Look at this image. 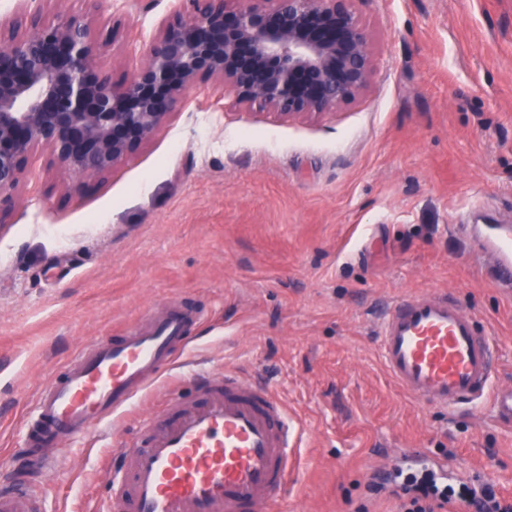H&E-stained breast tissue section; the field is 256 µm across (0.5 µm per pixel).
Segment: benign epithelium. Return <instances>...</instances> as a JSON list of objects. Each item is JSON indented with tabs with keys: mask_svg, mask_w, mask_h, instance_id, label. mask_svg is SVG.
Listing matches in <instances>:
<instances>
[{
	"mask_svg": "<svg viewBox=\"0 0 512 512\" xmlns=\"http://www.w3.org/2000/svg\"><path fill=\"white\" fill-rule=\"evenodd\" d=\"M36 2L0 23V219L34 147L72 177L66 194L79 193L135 155L199 81L289 118L337 110L374 75L352 0H179L148 61L120 83L100 74L88 17L46 23Z\"/></svg>",
	"mask_w": 512,
	"mask_h": 512,
	"instance_id": "1",
	"label": "benign epithelium"
}]
</instances>
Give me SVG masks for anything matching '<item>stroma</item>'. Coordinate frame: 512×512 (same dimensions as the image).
Returning <instances> with one entry per match:
<instances>
[{"mask_svg": "<svg viewBox=\"0 0 512 512\" xmlns=\"http://www.w3.org/2000/svg\"><path fill=\"white\" fill-rule=\"evenodd\" d=\"M177 0H98L90 35L121 81ZM370 31L369 88L338 110L282 118L198 82L143 148L63 200L31 153L0 221V485L14 476L38 390L82 343L184 303L203 316L117 423L24 477L37 512H103L117 450L144 419L195 405L230 370L279 395L295 429L283 512H396L372 469L420 451L448 482L512 500V425L405 395L374 332L391 300L450 291L497 342L512 385V295L467 226L512 223V0H354Z\"/></svg>", "mask_w": 512, "mask_h": 512, "instance_id": "1", "label": "stroma"}]
</instances>
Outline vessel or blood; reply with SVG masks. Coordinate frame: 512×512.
I'll list each match as a JSON object with an SVG mask.
<instances>
[{
  "label": "vessel or blood",
  "instance_id": "b4317fda",
  "mask_svg": "<svg viewBox=\"0 0 512 512\" xmlns=\"http://www.w3.org/2000/svg\"><path fill=\"white\" fill-rule=\"evenodd\" d=\"M491 276L512 288V225L486 220L478 234ZM190 308L168 304L143 326L85 348L41 388L26 445L44 468L55 450L125 414L190 341ZM376 334L390 377L411 398L446 410L490 404L512 423V387L494 382L497 345L448 292L404 296ZM288 415L278 397L227 371L208 377L198 405L124 442L113 512H269L283 502L293 465ZM19 483L0 490V512H35Z\"/></svg>",
  "mask_w": 512,
  "mask_h": 512
}]
</instances>
